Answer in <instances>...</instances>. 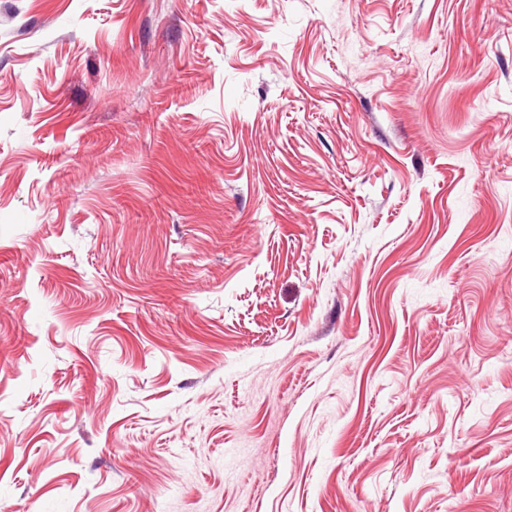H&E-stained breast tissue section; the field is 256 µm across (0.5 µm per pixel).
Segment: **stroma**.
<instances>
[{
	"instance_id": "35a3bbf8",
	"label": "stroma",
	"mask_w": 512,
	"mask_h": 512,
	"mask_svg": "<svg viewBox=\"0 0 512 512\" xmlns=\"http://www.w3.org/2000/svg\"><path fill=\"white\" fill-rule=\"evenodd\" d=\"M0 512H512V0H0Z\"/></svg>"
}]
</instances>
